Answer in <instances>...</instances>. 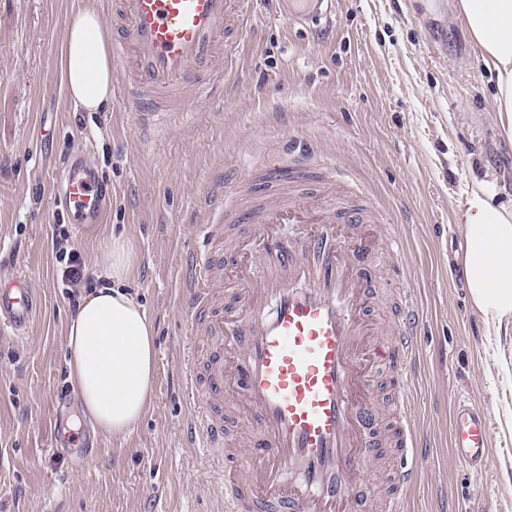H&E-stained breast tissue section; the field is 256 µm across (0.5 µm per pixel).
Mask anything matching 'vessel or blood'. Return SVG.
<instances>
[{"mask_svg":"<svg viewBox=\"0 0 512 512\" xmlns=\"http://www.w3.org/2000/svg\"><path fill=\"white\" fill-rule=\"evenodd\" d=\"M278 19L324 17L323 0H276ZM258 0H113L117 57L127 101L143 130H164L211 97L224 64L254 17ZM63 202L73 223L96 224L103 188L86 153L69 155ZM266 199L243 206L237 192L209 199L219 217L199 227L200 248L180 282L189 331L180 383L192 405L188 435L206 460L224 512H365L356 499L365 461L390 448L385 512H405L417 482L419 426L412 412L420 308L411 288L397 290L389 335L373 337L369 313L378 296L371 265L389 258L405 274L396 225L365 235L379 218L361 206L331 205L329 190L346 170L317 150L289 146L260 165ZM318 189L305 190L310 170ZM244 224L265 250L255 266L243 242L224 247L225 227ZM41 300L28 278L0 285V334L25 336ZM392 370L396 417L391 435L375 431L374 368ZM454 458L482 471L493 422L486 407L449 389Z\"/></svg>","mask_w":512,"mask_h":512,"instance_id":"1","label":"vessel or blood"}]
</instances>
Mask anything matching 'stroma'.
<instances>
[{"instance_id":"obj_1","label":"stroma","mask_w":512,"mask_h":512,"mask_svg":"<svg viewBox=\"0 0 512 512\" xmlns=\"http://www.w3.org/2000/svg\"><path fill=\"white\" fill-rule=\"evenodd\" d=\"M76 0H0V272L25 274L43 309L27 337L0 335V512H221L217 487L185 440V327L177 273L197 248L200 205L218 179L275 147L336 156L361 200L399 225L418 300L422 374L414 415L424 446L406 512H512V327L486 323L462 274L460 227L471 189L492 184L512 207V143L492 108L493 83L452 0H334L329 28L274 19L263 0L224 72V94L195 104L160 136L143 134L112 72V102L70 100L59 55ZM89 157L112 194L98 224L70 223L55 197L66 153ZM84 261L112 237L135 263L127 290L156 327L151 406L127 438L93 432L68 381L65 327L74 307L56 262V225ZM495 422L479 473L450 447L449 387Z\"/></svg>"}]
</instances>
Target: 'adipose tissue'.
<instances>
[{
	"mask_svg": "<svg viewBox=\"0 0 512 512\" xmlns=\"http://www.w3.org/2000/svg\"><path fill=\"white\" fill-rule=\"evenodd\" d=\"M477 56L494 77L492 106L512 140V0H456ZM60 65L70 98L89 112L112 101V54L98 0L70 12ZM462 234L464 276L474 308L487 322L512 321V208L492 188L472 189ZM127 239L115 238L94 260L107 287L87 296L66 326L68 376L85 416L108 436L124 438L147 412L155 382L156 331L144 306L123 288L132 272Z\"/></svg>",
	"mask_w": 512,
	"mask_h": 512,
	"instance_id": "1",
	"label": "adipose tissue"
}]
</instances>
